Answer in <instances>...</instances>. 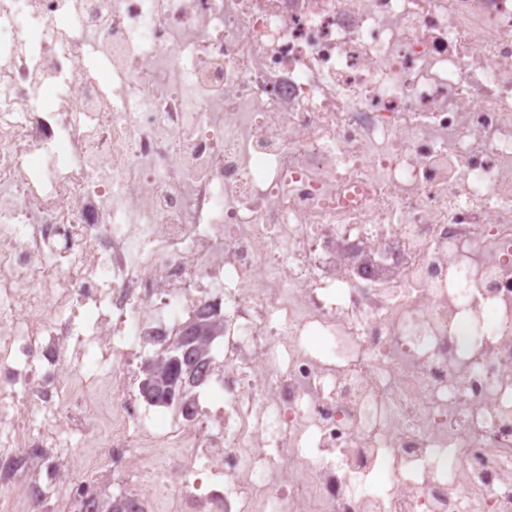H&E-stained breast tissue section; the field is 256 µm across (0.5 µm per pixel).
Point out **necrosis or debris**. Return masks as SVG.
Masks as SVG:
<instances>
[{"label":"necrosis or debris","mask_w":512,"mask_h":512,"mask_svg":"<svg viewBox=\"0 0 512 512\" xmlns=\"http://www.w3.org/2000/svg\"><path fill=\"white\" fill-rule=\"evenodd\" d=\"M206 309L223 404L149 400L142 351ZM114 483L512 512V0H0V512Z\"/></svg>","instance_id":"obj_1"}]
</instances>
